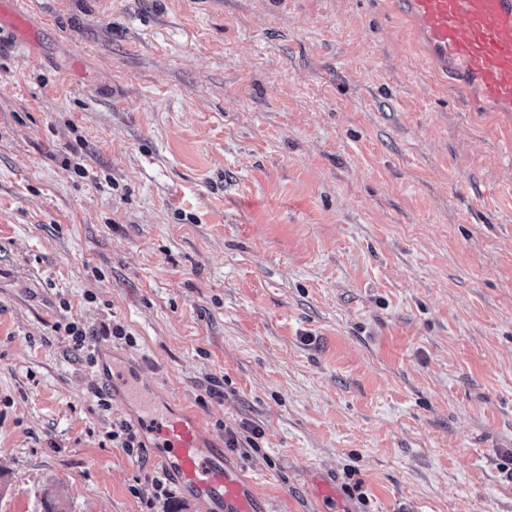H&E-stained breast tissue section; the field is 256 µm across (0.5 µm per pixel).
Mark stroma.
Instances as JSON below:
<instances>
[{
	"mask_svg": "<svg viewBox=\"0 0 512 512\" xmlns=\"http://www.w3.org/2000/svg\"><path fill=\"white\" fill-rule=\"evenodd\" d=\"M19 6L42 36L0 34V512H197L155 496L151 436L112 439L159 405L266 512H512V112L441 84L387 0Z\"/></svg>",
	"mask_w": 512,
	"mask_h": 512,
	"instance_id": "1",
	"label": "stroma"
}]
</instances>
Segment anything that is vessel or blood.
I'll return each instance as SVG.
<instances>
[{
    "instance_id": "vessel-or-blood-1",
    "label": "vessel or blood",
    "mask_w": 512,
    "mask_h": 512,
    "mask_svg": "<svg viewBox=\"0 0 512 512\" xmlns=\"http://www.w3.org/2000/svg\"><path fill=\"white\" fill-rule=\"evenodd\" d=\"M426 55L471 102L512 112V0H401ZM25 42L38 30L18 7L0 0V31ZM148 431L162 449L161 461L186 499L200 512H264L252 480L207 446L200 418L166 410Z\"/></svg>"
}]
</instances>
